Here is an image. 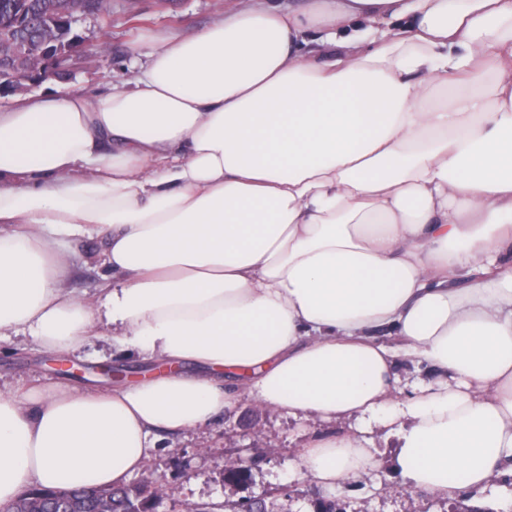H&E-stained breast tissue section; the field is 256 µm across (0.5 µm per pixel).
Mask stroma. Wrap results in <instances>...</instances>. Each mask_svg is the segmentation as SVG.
<instances>
[{
	"label": "stroma",
	"mask_w": 512,
	"mask_h": 512,
	"mask_svg": "<svg viewBox=\"0 0 512 512\" xmlns=\"http://www.w3.org/2000/svg\"><path fill=\"white\" fill-rule=\"evenodd\" d=\"M225 0H112L107 17L88 16L75 27L79 46L54 73L37 85L42 93L94 96L123 87L147 68L152 39L169 31L190 32L221 19ZM97 240L82 239L67 252L66 286L99 306ZM111 328L91 337L67 355L40 350L23 336L0 338V381L14 384L39 379L80 390L105 389L134 382L146 366L142 357L113 344ZM340 423L296 419L249 395L238 397L222 419L164 440L146 467L130 479L163 493L157 512H241L260 501L262 512H315L319 500H331L341 512H460L461 500H439L404 486L395 469L399 442L384 430L374 432L378 469L359 475L340 490H328L300 478L299 454L311 434L340 430ZM253 460L252 482L224 480V466Z\"/></svg>",
	"instance_id": "stroma-1"
}]
</instances>
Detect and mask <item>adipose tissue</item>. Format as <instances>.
I'll return each mask as SVG.
<instances>
[{
	"mask_svg": "<svg viewBox=\"0 0 512 512\" xmlns=\"http://www.w3.org/2000/svg\"><path fill=\"white\" fill-rule=\"evenodd\" d=\"M149 57L129 87L0 110V335L69 353L106 323L170 368L0 389V512L126 485L234 378L348 422L300 454L325 488L377 469L378 427L407 488L512 479V0H245ZM76 237L101 240L99 314L65 286Z\"/></svg>",
	"mask_w": 512,
	"mask_h": 512,
	"instance_id": "obj_1",
	"label": "adipose tissue"
}]
</instances>
